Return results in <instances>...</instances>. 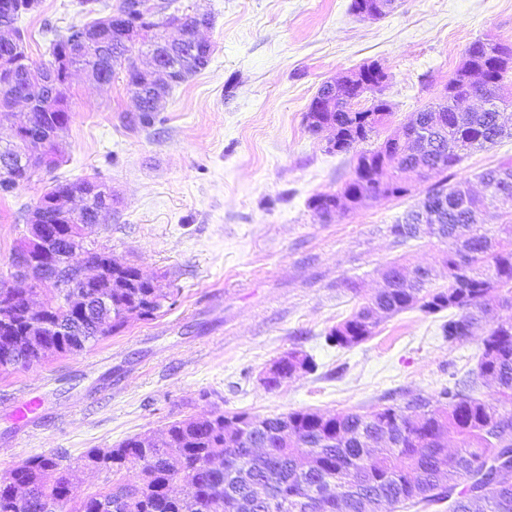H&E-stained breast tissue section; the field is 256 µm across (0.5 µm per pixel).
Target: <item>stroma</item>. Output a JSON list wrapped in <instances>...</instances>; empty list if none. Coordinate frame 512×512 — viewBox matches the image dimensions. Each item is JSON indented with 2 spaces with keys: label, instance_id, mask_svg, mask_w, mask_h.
I'll list each match as a JSON object with an SVG mask.
<instances>
[{
  "label": "stroma",
  "instance_id": "1",
  "mask_svg": "<svg viewBox=\"0 0 512 512\" xmlns=\"http://www.w3.org/2000/svg\"><path fill=\"white\" fill-rule=\"evenodd\" d=\"M351 0H180L206 14L209 65L172 88L153 125L132 118L124 71L101 84L70 80L73 116L55 172L0 195V270L19 245L25 217L54 179H93L115 200L87 242L158 282L171 299L151 318L132 317L83 351L0 372V474L47 452L64 456L79 495L111 485L83 465L106 449L168 422L220 409L264 418L308 409L369 413L437 395L475 369L483 330L449 345L447 312L411 308L383 318L350 349L327 333L383 286L391 261L438 269L446 242L397 243L391 224L422 198L371 201L321 222L311 197L336 192L354 154L326 148L305 114L326 80L370 62L388 74L390 132L435 103L465 49L491 37L512 43V0H398L385 17L355 15ZM79 0H40L25 16L27 53L49 63L47 27L85 22ZM512 156V138L465 155L457 168L475 192L481 173ZM296 350L315 368L274 390L266 368ZM40 407L28 419L18 401Z\"/></svg>",
  "mask_w": 512,
  "mask_h": 512
}]
</instances>
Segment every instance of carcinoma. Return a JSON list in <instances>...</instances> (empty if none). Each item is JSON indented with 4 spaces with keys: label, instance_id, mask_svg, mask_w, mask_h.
<instances>
[{
    "label": "carcinoma",
    "instance_id": "cac0c4a2",
    "mask_svg": "<svg viewBox=\"0 0 512 512\" xmlns=\"http://www.w3.org/2000/svg\"><path fill=\"white\" fill-rule=\"evenodd\" d=\"M103 19L72 25L63 35L54 27L46 32L56 35L51 41L50 65L56 77L68 66H76L89 76L112 80L116 69L126 74L127 88L132 95L143 90L140 75L133 69V54L157 50L167 44L161 33L165 27L160 17L142 22L145 32L135 47L116 54L107 46ZM496 55L477 40L465 50L466 61L448 78L447 97L457 99L467 91L468 70H482L489 81L499 85L512 76V45L498 43ZM213 49L200 45L192 56H167L170 82L166 90L185 82L208 66ZM375 119L369 112H346L334 107H321L307 123L315 134L321 124L336 126L338 153H355L358 169L368 172L382 170L383 181L372 177L350 178L337 194H317L309 207L323 222L331 216L330 207L343 201L344 209L352 208L347 197L358 200L366 193L385 198L402 197L410 192L408 168L422 164L439 180L429 186L420 203L430 208L448 200L441 213V223L430 234L450 243L443 259L448 285L433 286L431 268H408L393 262L383 272L385 288L363 303L350 317L332 328L328 342L340 348H351L370 338L380 317L393 315L415 306L426 314L445 309L455 314L442 325L448 344L465 341L482 319L488 301L503 290L512 292V158H506L480 175L487 185L507 190L495 201L484 195L462 196L466 182L452 180L448 172L456 168L468 151L494 146L503 139L499 135L500 112L496 109L469 111L464 114L446 104L443 120H434L435 113L422 110L412 122L429 125L426 142L417 139L399 141L387 137L373 148L363 144L379 135L392 115L391 107ZM72 109L59 112H35L23 140L35 141L48 132L67 130ZM16 162H0V193H8L29 182ZM84 181H55L43 193L37 206L49 209L51 201L63 193L83 191ZM501 211L504 218L498 232L491 234L479 223L482 212ZM418 207L390 225V233L399 243L415 240L424 232L415 224ZM71 254L81 260L112 269V253L90 248L79 241ZM12 273L0 272V299L10 302L14 315L11 323L0 324V371L16 368L3 360L11 349L23 358L22 367L42 360L36 346L56 355L82 351L103 338L120 331L126 320L120 317L125 307L142 308L148 318L163 307L170 293L157 290L139 280L137 268L125 265L113 277L112 286L105 283L85 289L90 296L106 294L112 300L109 321L99 324L98 316L80 314L64 303L52 311L34 315L26 313L24 299L13 293L7 284ZM46 320L57 330L46 336H29L31 322ZM295 352H288V364L280 367L267 388L278 387L286 378L314 370L312 358L294 361ZM481 380L492 381L501 401L512 402V313L494 322L486 331L477 369L468 372L454 385L443 389L434 398L416 394L403 404L382 408L380 417L359 413L320 414L295 410L287 414L261 419L262 426L251 425L252 416L234 413L245 420L240 429L238 447L224 446V418L220 412L208 421L191 417L170 422L163 433L162 444L142 448L131 437L107 449L102 458L89 450L84 464L105 469L116 476L112 485L94 495H78L69 477V467L55 453L35 455L25 460L24 467L14 473L0 475V512H24L16 505L10 479L24 483L35 505L34 512H304L298 505L310 498L318 487H331L341 502V512H369L374 504L387 503L391 508L408 505L432 507L448 504V512H512V483L498 482L492 477V463L512 454V416L498 407L472 396ZM456 436L461 448L453 462H448V437ZM264 449L254 456V449ZM234 456L232 470L217 466L212 459L218 454ZM148 458L151 465L136 481L124 480V472L140 460ZM178 475L188 487L182 494L170 485Z\"/></svg>",
    "mask_w": 512,
    "mask_h": 512
}]
</instances>
